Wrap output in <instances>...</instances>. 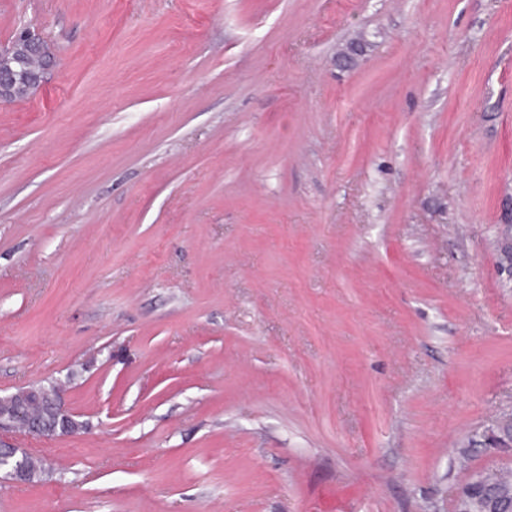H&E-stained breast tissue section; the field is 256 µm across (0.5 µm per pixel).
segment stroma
Here are the masks:
<instances>
[{
	"mask_svg": "<svg viewBox=\"0 0 512 512\" xmlns=\"http://www.w3.org/2000/svg\"><path fill=\"white\" fill-rule=\"evenodd\" d=\"M0 512H453L512 449V0H0ZM7 41L0 42V102H14L29 97L44 82L46 72L55 65L54 55L42 31L23 27ZM17 83L23 84L27 93L17 92ZM34 393L31 389H20L17 392L11 393V398H19L22 404H19L12 413H0V431H23L30 436L40 438H54L61 436H70L76 434L70 431L73 422L74 414L67 409L63 401L60 391L58 392L56 401L53 406V415L57 422L58 430L56 428L51 430H44L36 426L27 428V412L24 407L23 400ZM20 448H4L0 444V471L1 478L9 480L15 484H29V473L25 466L21 464Z\"/></svg>",
	"mask_w": 512,
	"mask_h": 512,
	"instance_id": "35a3bbf8",
	"label": "stroma"
}]
</instances>
